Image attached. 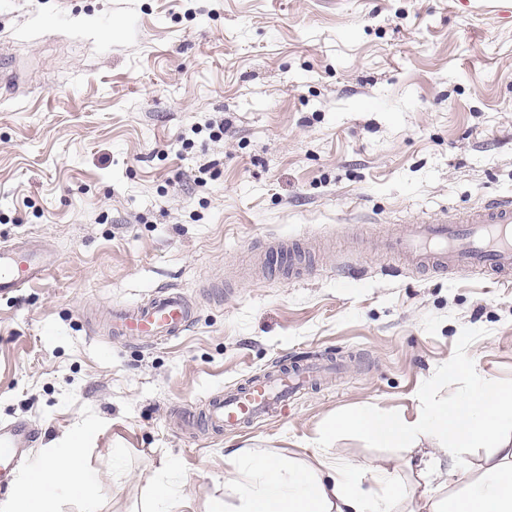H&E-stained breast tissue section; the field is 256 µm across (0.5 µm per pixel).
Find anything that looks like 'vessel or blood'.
<instances>
[{
    "label": "vessel or blood",
    "instance_id": "vessel-or-blood-1",
    "mask_svg": "<svg viewBox=\"0 0 512 512\" xmlns=\"http://www.w3.org/2000/svg\"><path fill=\"white\" fill-rule=\"evenodd\" d=\"M405 267L468 275L477 271L512 272V196L486 199L465 214L409 225L399 236L387 238ZM52 258L33 248L18 252L0 248V294H10L42 280L53 268ZM196 310L175 289L154 292L142 303L112 311L108 317L112 335L131 340L165 341L181 335L195 320ZM319 363L279 364L249 382L212 397L201 413L185 417L186 427L234 433L263 418L284 411L295 396L328 373ZM40 434L26 420L0 423V481L7 478Z\"/></svg>",
    "mask_w": 512,
    "mask_h": 512
}]
</instances>
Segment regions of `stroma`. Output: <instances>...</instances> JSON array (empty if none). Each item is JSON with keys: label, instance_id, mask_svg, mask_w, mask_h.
Segmentation results:
<instances>
[{"label": "stroma", "instance_id": "stroma-1", "mask_svg": "<svg viewBox=\"0 0 512 512\" xmlns=\"http://www.w3.org/2000/svg\"><path fill=\"white\" fill-rule=\"evenodd\" d=\"M0 245L58 262L0 296V421L83 448L99 512H145L174 467L185 512L224 457L405 453L325 430L373 407L415 418L512 385V282L411 273L366 247L448 207L512 195V0H0ZM223 125L221 137L213 128ZM330 242L309 273L247 277L273 239ZM183 291L196 320L114 339L115 305ZM342 362L239 434L185 413L281 356Z\"/></svg>", "mask_w": 512, "mask_h": 512}]
</instances>
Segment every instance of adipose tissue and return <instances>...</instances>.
Instances as JSON below:
<instances>
[{
    "label": "adipose tissue",
    "mask_w": 512,
    "mask_h": 512,
    "mask_svg": "<svg viewBox=\"0 0 512 512\" xmlns=\"http://www.w3.org/2000/svg\"><path fill=\"white\" fill-rule=\"evenodd\" d=\"M340 425L380 447L405 449L418 483L406 486L394 466L361 471L318 453L299 460L238 450L226 457L224 496L210 512H403L410 498L421 512H512V386L476 375L464 395L425 401L415 420L367 410ZM467 448L490 449L483 472L465 464ZM92 481L79 449H41L0 499V512H54L61 498L97 512Z\"/></svg>",
    "instance_id": "1"
}]
</instances>
